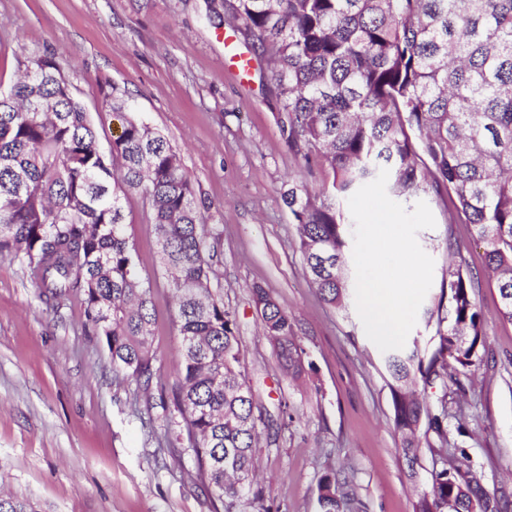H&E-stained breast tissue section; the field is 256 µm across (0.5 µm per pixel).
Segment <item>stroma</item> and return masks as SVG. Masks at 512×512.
<instances>
[{"instance_id":"stroma-1","label":"stroma","mask_w":512,"mask_h":512,"mask_svg":"<svg viewBox=\"0 0 512 512\" xmlns=\"http://www.w3.org/2000/svg\"><path fill=\"white\" fill-rule=\"evenodd\" d=\"M248 49L231 26L202 17L201 0H0V86L22 55L60 64L97 129L102 152L120 132L101 92L116 86L126 106L175 147L215 232L212 287L236 314L241 371L267 407L287 402L288 427L262 429L258 482L271 512H319L323 476L345 479L356 512H412L441 459L421 449L415 466L400 453L384 354L355 307L327 306L309 282L296 222L282 195L321 183L285 146L266 63L245 77L231 69ZM436 225L417 240L434 262L429 297L440 293L449 259L474 279L487 351L449 393L462 413L454 435L462 465L482 475L512 512V324L499 318L471 225L450 220L434 194L423 197ZM127 234L151 292L154 373L179 377L180 338L172 290L160 269L149 208L123 201ZM262 286L293 315L314 369L292 379L263 335L253 301ZM174 405L159 403L116 371L105 341L85 325L75 299L48 309L18 262L0 255V493L30 499L39 512H213Z\"/></svg>"}]
</instances>
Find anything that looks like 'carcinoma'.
I'll return each instance as SVG.
<instances>
[{
    "mask_svg": "<svg viewBox=\"0 0 512 512\" xmlns=\"http://www.w3.org/2000/svg\"><path fill=\"white\" fill-rule=\"evenodd\" d=\"M204 13L216 28L231 21L267 61L284 142L307 173L322 174L319 188L301 184L283 196L320 298L345 306L351 225L343 201L385 168L389 196L432 191L472 226L499 315L512 323V0H223ZM112 112L121 133L106 156L58 63L19 62L16 80L0 88V254L20 264L46 306L81 300L113 367L148 390L152 280L137 267L122 205L142 195L177 298L181 369L172 400L198 477L214 512H270L254 486L255 448L274 416L240 378L236 316L210 288L207 203L164 135L122 105ZM473 288V277L448 267L425 311L431 348L385 355L404 459L414 463L421 448L442 456L413 512H503L476 471L448 458V383L463 388L459 375L481 363L486 347ZM254 302L288 373L313 369L293 316L260 286ZM436 385V401L418 397L417 387ZM317 500L320 512H349L353 498L332 473ZM0 512L35 509L0 496Z\"/></svg>",
    "mask_w": 512,
    "mask_h": 512,
    "instance_id": "cac0c4a2",
    "label": "carcinoma"
}]
</instances>
